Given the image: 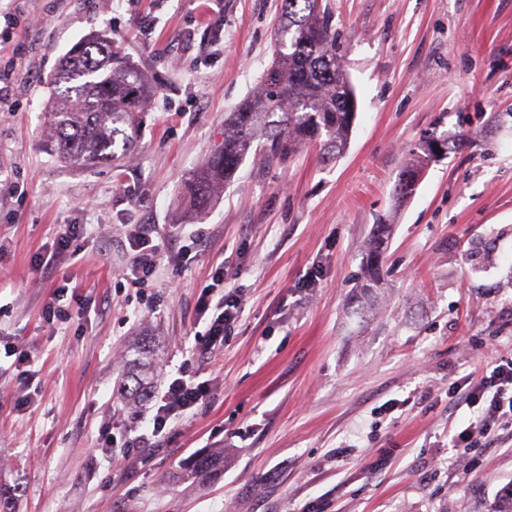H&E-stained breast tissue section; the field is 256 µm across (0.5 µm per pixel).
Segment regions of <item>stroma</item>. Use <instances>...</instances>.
<instances>
[{
  "mask_svg": "<svg viewBox=\"0 0 512 512\" xmlns=\"http://www.w3.org/2000/svg\"><path fill=\"white\" fill-rule=\"evenodd\" d=\"M357 113L343 157L315 147L247 157L208 210L185 178L274 60L281 0H0V338L28 351L23 385L0 359V487L14 512H492L512 486V420L476 447L453 396L512 358V0H322ZM112 37L156 86L119 170L46 151L47 80L77 42ZM463 151L396 184L427 135ZM80 254L39 269L55 233ZM156 225L166 259L142 288L120 273L128 233ZM386 227L373 320L347 309L375 225ZM205 228L200 261L176 259ZM238 303L223 346L199 353L200 297ZM65 321L42 312L59 285ZM180 366L214 392L156 448L104 452L143 429L122 400L135 362ZM218 456L209 479L197 458Z\"/></svg>",
  "mask_w": 512,
  "mask_h": 512,
  "instance_id": "obj_1",
  "label": "stroma"
}]
</instances>
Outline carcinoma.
<instances>
[{
  "label": "carcinoma",
  "instance_id": "1",
  "mask_svg": "<svg viewBox=\"0 0 512 512\" xmlns=\"http://www.w3.org/2000/svg\"><path fill=\"white\" fill-rule=\"evenodd\" d=\"M279 57L264 72L257 91L224 120V144L188 174L192 205L207 208L253 152L284 163L306 145H317L321 159L335 160L346 148L357 103L336 32L321 11V0H284L278 25ZM49 150L71 167L110 164L133 152L140 141L142 114L154 89L147 78L114 59L112 40L94 34L66 56L47 83ZM459 138H430L423 155L403 171L397 193L407 195L428 161L457 149ZM383 225L369 245L364 280L354 295L361 314L377 297L381 280ZM147 380L134 375L125 397L146 398Z\"/></svg>",
  "mask_w": 512,
  "mask_h": 512
}]
</instances>
